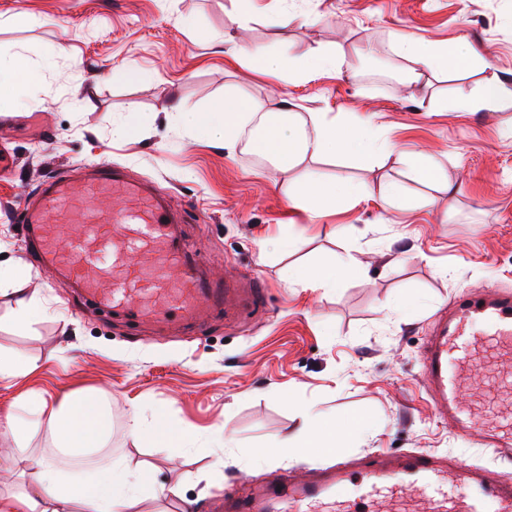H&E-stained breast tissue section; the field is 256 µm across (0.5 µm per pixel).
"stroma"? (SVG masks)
Listing matches in <instances>:
<instances>
[{"label":"stroma","mask_w":512,"mask_h":512,"mask_svg":"<svg viewBox=\"0 0 512 512\" xmlns=\"http://www.w3.org/2000/svg\"><path fill=\"white\" fill-rule=\"evenodd\" d=\"M295 19L274 27L268 17ZM469 44L489 65L469 74L512 87V0H0V56L25 55L39 79L0 98V146L16 159L0 176V254L17 276L0 292V353L18 354L34 372L0 378V416L29 392L58 402L95 389L112 408L108 446L154 490L133 512H224L243 482L297 479L306 469L387 450L456 453L512 477V460L461 440L432 405L423 376L427 337L455 298L478 288L512 289V110L458 112L454 81L436 83L434 102L401 79L406 60L389 54L395 35ZM269 55L287 49L335 52L336 67L277 82L249 64L232 63L235 47ZM147 81L128 79V72ZM242 89L269 104L370 117L395 148L379 159L339 157L311 163L331 179L365 186L320 218L288 201L300 171L280 173L240 137L234 147L178 120L182 100L205 110L225 91ZM135 112L137 133L120 127ZM440 160L450 191L403 179L404 153ZM111 163L149 185L179 217V243L203 274L240 285L259 280L260 303L215 311L204 330L157 331L87 306L31 256L17 216L49 176ZM402 180L415 209H385L379 184ZM294 246L281 250L280 239ZM354 254L367 275L313 290L293 283V265L322 266ZM37 295L44 308L27 325L15 301ZM492 362H476L463 395L484 415L505 399ZM344 420L369 417L367 435L329 454L288 458L272 441L300 424L298 407ZM162 413L190 435L156 445L128 432V412ZM223 433L228 449L214 448ZM53 445L32 426L24 447L0 433V492L31 486L32 458Z\"/></svg>","instance_id":"35a3bbf8"}]
</instances>
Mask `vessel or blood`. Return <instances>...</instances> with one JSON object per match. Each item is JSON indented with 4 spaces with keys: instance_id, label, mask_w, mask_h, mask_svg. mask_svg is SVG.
<instances>
[{
    "instance_id": "obj_1",
    "label": "vessel or blood",
    "mask_w": 512,
    "mask_h": 512,
    "mask_svg": "<svg viewBox=\"0 0 512 512\" xmlns=\"http://www.w3.org/2000/svg\"><path fill=\"white\" fill-rule=\"evenodd\" d=\"M98 194L127 201L119 220L87 207ZM21 222L39 264L59 271L92 304L127 319L166 325H204L212 307L237 294L206 278L174 240L162 202L141 183L108 165L70 177H51L23 206ZM151 254L150 268L130 264ZM181 271L176 288L166 273ZM111 288L101 289V280ZM493 347L512 366V291L471 290L460 294L429 336L424 374L434 404L448 413L460 438L495 454L512 456V412L504 418L477 416L460 400L463 379L478 354ZM412 494L427 512H512V480L466 464L456 455L417 450L402 456L379 452L372 460L337 462L310 470L282 487L255 485L225 500V512H277L281 501L303 512H366L367 503Z\"/></svg>"
}]
</instances>
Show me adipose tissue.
I'll list each match as a JSON object with an SVG mask.
<instances>
[{"label": "adipose tissue", "mask_w": 512, "mask_h": 512, "mask_svg": "<svg viewBox=\"0 0 512 512\" xmlns=\"http://www.w3.org/2000/svg\"><path fill=\"white\" fill-rule=\"evenodd\" d=\"M390 50L409 61L406 82L425 87L432 78L462 75L482 65L481 57L465 44L450 49L401 36L392 40ZM231 56L278 80L337 64L335 54L327 50L271 56L256 50L235 49ZM453 106L459 112L512 107V89L499 82L483 85L476 94L462 89ZM175 110L194 129L211 135L223 134L228 146L236 143L246 122L256 121L257 132L250 140L252 150L284 174L308 160L336 155L372 156L389 149L387 141L381 139L365 117L351 114L339 120L324 112L303 114L285 100L273 109L265 102L233 92L225 95L223 103L206 112L183 103L177 104ZM360 193V187L349 180L328 182L309 172L302 179L299 193L291 195L290 201L293 207L319 218L335 206L337 200L354 199ZM367 271L363 262L349 254L342 258L339 266L304 268L293 272L292 278L305 288H332L340 277L362 276ZM300 414L301 423L295 435L277 439L276 451L295 454L311 448L325 454L335 448L337 441L367 431V420L362 416L336 421L320 417L309 406L302 407ZM35 423L46 427L60 452L88 462L90 473L84 479L66 482L49 461L35 460V485L17 493L0 494V512H72L77 505L82 512H132L140 496L147 493L142 477L128 474L121 461L110 459L101 463L97 460L111 428V416L99 394L78 390L55 403L31 393L18 402L15 410L0 417V429L8 432L18 444L26 440L30 426Z\"/></svg>", "instance_id": "ef3b65f1"}]
</instances>
